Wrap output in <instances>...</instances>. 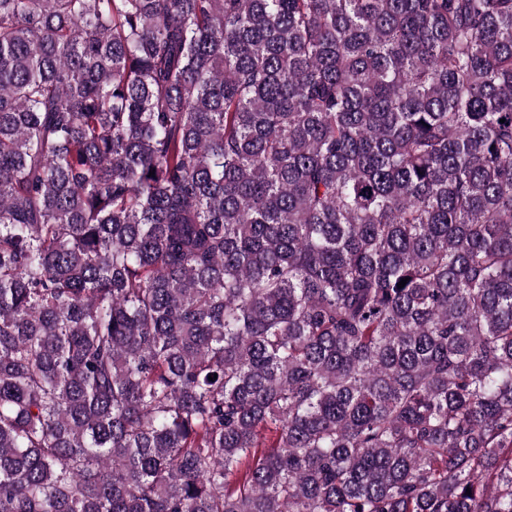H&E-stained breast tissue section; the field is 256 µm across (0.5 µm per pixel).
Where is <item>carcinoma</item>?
<instances>
[{"instance_id":"cac0c4a2","label":"carcinoma","mask_w":512,"mask_h":512,"mask_svg":"<svg viewBox=\"0 0 512 512\" xmlns=\"http://www.w3.org/2000/svg\"><path fill=\"white\" fill-rule=\"evenodd\" d=\"M0 512H512V0H0Z\"/></svg>"}]
</instances>
